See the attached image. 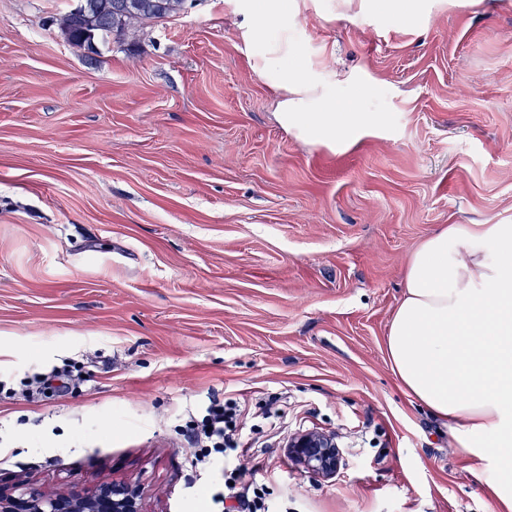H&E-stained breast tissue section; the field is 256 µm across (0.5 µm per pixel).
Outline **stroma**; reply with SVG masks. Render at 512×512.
Instances as JSON below:
<instances>
[{"label":"stroma","instance_id":"obj_1","mask_svg":"<svg viewBox=\"0 0 512 512\" xmlns=\"http://www.w3.org/2000/svg\"><path fill=\"white\" fill-rule=\"evenodd\" d=\"M299 0L297 43L387 121L336 151L275 118L232 0L96 62L74 0H0V484L130 479L146 512H224L182 433L207 397L281 398L250 478L278 512H498L478 460L388 362L403 269L442 224H512V0ZM80 367L63 396L28 373ZM334 435L325 480L285 444ZM422 0H380L377 5L399 15L405 22L413 24L418 16L419 3Z\"/></svg>","mask_w":512,"mask_h":512}]
</instances>
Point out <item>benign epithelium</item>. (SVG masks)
Listing matches in <instances>:
<instances>
[{"instance_id": "1", "label": "benign epithelium", "mask_w": 512, "mask_h": 512, "mask_svg": "<svg viewBox=\"0 0 512 512\" xmlns=\"http://www.w3.org/2000/svg\"><path fill=\"white\" fill-rule=\"evenodd\" d=\"M288 455L322 478L336 474V441L322 432L289 439ZM0 512H145L144 493L131 480H106L91 488L73 484L55 494L32 483L17 484L0 488Z\"/></svg>"}]
</instances>
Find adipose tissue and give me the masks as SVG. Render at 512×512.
Segmentation results:
<instances>
[{
  "label": "adipose tissue",
  "instance_id": "adipose-tissue-1",
  "mask_svg": "<svg viewBox=\"0 0 512 512\" xmlns=\"http://www.w3.org/2000/svg\"><path fill=\"white\" fill-rule=\"evenodd\" d=\"M254 69L281 93L280 124L304 140L345 147L378 118L336 111L327 74L292 66L297 0H235ZM386 353L401 388L438 417L458 448L512 452V224H445L403 270Z\"/></svg>",
  "mask_w": 512,
  "mask_h": 512
}]
</instances>
